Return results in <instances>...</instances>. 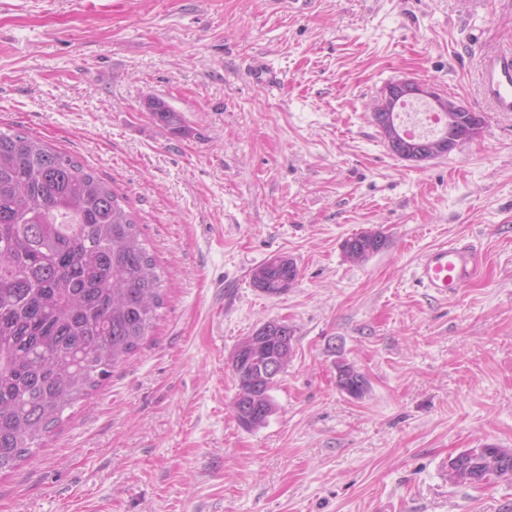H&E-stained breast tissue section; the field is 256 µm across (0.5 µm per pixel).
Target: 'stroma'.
I'll use <instances>...</instances> for the list:
<instances>
[{
	"label": "stroma",
	"instance_id": "35a3bbf8",
	"mask_svg": "<svg viewBox=\"0 0 512 512\" xmlns=\"http://www.w3.org/2000/svg\"><path fill=\"white\" fill-rule=\"evenodd\" d=\"M508 42L512 0H0V128L110 182L167 288L142 348L0 473V512H512V481L446 472L512 448V112L479 83ZM406 76L481 113L479 135L395 156L369 106ZM362 231L386 245L354 261L342 244ZM450 244L483 265L435 296L417 265ZM276 256L298 276L273 297L252 272ZM271 319L292 356L245 429L231 361ZM341 360L363 398L337 388ZM249 72L254 82L267 90H277L281 85L280 73L269 64L253 65ZM149 99L146 102L148 106ZM149 111L153 113V116L158 122L164 126L173 130H179L183 125V120L178 112L172 110L164 101L154 99L149 102ZM487 446H481L478 448H467L459 452L455 457L460 461L458 467L453 466V458L448 461V480L454 484L461 485H481L489 483L491 480H512V467L508 464V457L512 459V449L508 448L509 455H502L497 448H490L488 451L497 458H501L502 462L499 466L501 470V478L497 475V467L492 466L487 459L486 452ZM463 468V470L469 469L472 471H479L482 473L483 478L479 482H466L461 473L457 469Z\"/></svg>",
	"mask_w": 512,
	"mask_h": 512
}]
</instances>
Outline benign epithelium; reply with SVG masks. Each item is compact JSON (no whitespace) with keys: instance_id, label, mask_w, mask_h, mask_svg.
<instances>
[{"instance_id":"benign-epithelium-1","label":"benign epithelium","mask_w":512,"mask_h":512,"mask_svg":"<svg viewBox=\"0 0 512 512\" xmlns=\"http://www.w3.org/2000/svg\"><path fill=\"white\" fill-rule=\"evenodd\" d=\"M420 100L430 108L440 113L443 122V133L435 138H425L412 135L402 128L400 110L408 101ZM374 122L380 129L389 149L398 157L414 162L429 160L447 154L461 145L460 131L464 128H475L481 123L478 113L467 111L463 105L439 93L435 88L419 84L411 79L402 78L385 85L374 101ZM384 243V236L377 232H364L358 238L347 239L343 243L344 250L365 249L367 254L377 253ZM292 330L288 324L280 320H269L259 326L251 335L245 337L238 345L234 359L238 363L250 361L251 354L261 347H266L268 341L277 344V350L264 358L261 365L266 387H271L277 377L286 367L285 355L292 352ZM349 371L346 362L341 361L336 366V386L349 397L353 398L366 387V378L356 375V381L351 382L345 376ZM254 393L239 401L237 414L241 425L247 429L253 426L257 419L268 415V408L259 402Z\"/></svg>"}]
</instances>
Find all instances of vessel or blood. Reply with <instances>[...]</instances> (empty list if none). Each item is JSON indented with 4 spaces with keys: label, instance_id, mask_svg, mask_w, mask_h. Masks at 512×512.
I'll return each instance as SVG.
<instances>
[{
    "label": "vessel or blood",
    "instance_id": "vessel-or-blood-1",
    "mask_svg": "<svg viewBox=\"0 0 512 512\" xmlns=\"http://www.w3.org/2000/svg\"><path fill=\"white\" fill-rule=\"evenodd\" d=\"M254 82L268 90L281 85L279 72L269 64H257L249 69ZM484 91L495 109L512 112V46H502L489 52L484 60ZM481 255L462 245H445L424 253L418 263L417 279L432 294L455 292L479 273Z\"/></svg>",
    "mask_w": 512,
    "mask_h": 512
}]
</instances>
